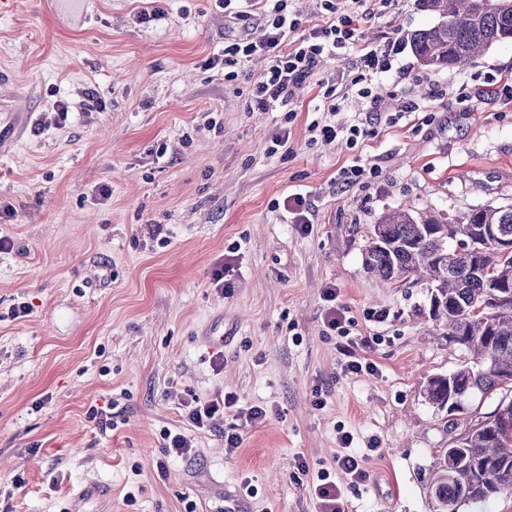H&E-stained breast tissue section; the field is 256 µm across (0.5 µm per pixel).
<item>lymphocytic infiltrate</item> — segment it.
<instances>
[{
  "mask_svg": "<svg viewBox=\"0 0 512 512\" xmlns=\"http://www.w3.org/2000/svg\"><path fill=\"white\" fill-rule=\"evenodd\" d=\"M220 6L225 12L239 17L254 11L263 17L258 35L225 45L223 53L214 55L209 61L213 67L220 64L234 66L257 53L266 56L267 72L254 86L248 104L252 112H266L277 107L288 109L295 88L314 73L323 58L341 55L355 40L365 19L364 14L356 12L336 21H326L300 38L296 35L300 21L289 12L287 0H221ZM397 53L398 43L394 40L367 48L349 79L350 88L356 89L360 97H371L372 89L367 85L369 77L390 71ZM325 297L329 304L327 325L344 338L339 350L345 358L346 370L356 375L377 373L378 366L371 358V342L365 338H346L344 317L335 305V289H326ZM183 409L187 422L197 430L210 428L223 416H232L234 423L224 433L225 451L230 455L241 446L240 426L257 425L267 418L264 407L239 406L236 394L231 392L219 397H192L184 402Z\"/></svg>",
  "mask_w": 512,
  "mask_h": 512,
  "instance_id": "1",
  "label": "lymphocytic infiltrate"
}]
</instances>
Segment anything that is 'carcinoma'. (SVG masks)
I'll return each mask as SVG.
<instances>
[{
  "mask_svg": "<svg viewBox=\"0 0 512 512\" xmlns=\"http://www.w3.org/2000/svg\"><path fill=\"white\" fill-rule=\"evenodd\" d=\"M441 16L415 33L412 50L426 68L463 69L492 45L512 40V0H422ZM369 273L402 285L426 281L429 317L448 340L474 354L447 374L432 377L425 397L446 413L448 447L435 457L427 480L432 512H459L512 491V399L456 435L471 395L512 387V205H486L459 220L409 208L385 212L367 234Z\"/></svg>",
  "mask_w": 512,
  "mask_h": 512,
  "instance_id": "carcinoma-1",
  "label": "carcinoma"
}]
</instances>
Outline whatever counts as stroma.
<instances>
[{"mask_svg":"<svg viewBox=\"0 0 512 512\" xmlns=\"http://www.w3.org/2000/svg\"><path fill=\"white\" fill-rule=\"evenodd\" d=\"M335 3L340 17L369 10L359 39L296 89L291 111L251 112L266 57L231 78L206 61L258 16L216 0H0V206L16 210L0 223L13 243L0 252V512H70L95 485L109 496L83 512H224L247 476L249 512H315L322 469L346 512H430L424 479L450 437L424 389L473 355L429 318L426 288L367 271L366 235L403 205L457 219L512 204V88L478 90L512 80V42L468 68L429 70L409 47L439 20L420 0ZM156 6L162 17L139 23ZM397 38L405 49L373 77L375 99L348 92L335 116L366 123L368 137L312 140L321 82ZM208 113L218 126L200 130ZM354 164L376 173L341 184ZM294 192L310 232L273 207ZM221 261L227 294L210 284ZM329 287L350 336L373 340L378 374L344 372L324 322ZM20 302L29 314L10 318ZM224 391L268 420L242 428L233 456L224 421L194 434L190 456L167 455L163 429L189 430L183 401ZM110 404L105 429L90 410ZM344 432L367 483L336 467Z\"/></svg>","mask_w":512,"mask_h":512,"instance_id":"obj_1","label":"stroma"}]
</instances>
